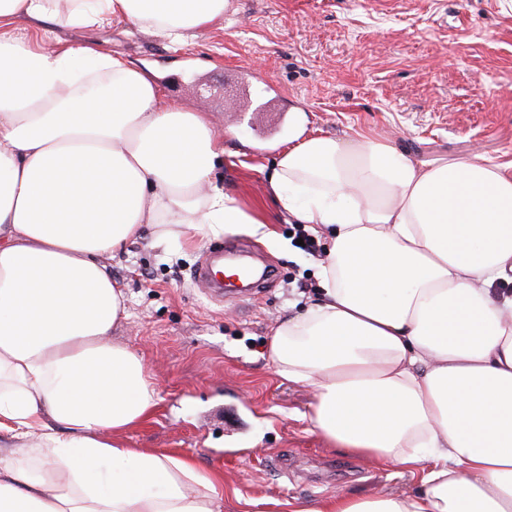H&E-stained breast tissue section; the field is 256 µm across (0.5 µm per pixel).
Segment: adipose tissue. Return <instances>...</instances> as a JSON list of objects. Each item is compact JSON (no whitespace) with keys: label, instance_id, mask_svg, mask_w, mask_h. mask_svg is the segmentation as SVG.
I'll return each mask as SVG.
<instances>
[{"label":"adipose tissue","instance_id":"1","mask_svg":"<svg viewBox=\"0 0 512 512\" xmlns=\"http://www.w3.org/2000/svg\"><path fill=\"white\" fill-rule=\"evenodd\" d=\"M225 0H0V512H221V474L126 448L158 404L143 360L110 333L123 294L99 258L266 218L217 185L211 118L162 97L152 72L59 26L121 17L170 46L224 20ZM28 21L30 36L18 28ZM269 175L289 223L327 230L318 300L274 330L277 374L313 394L333 447L408 471L410 493L279 512H512V168L418 163L380 138L294 117Z\"/></svg>","mask_w":512,"mask_h":512}]
</instances>
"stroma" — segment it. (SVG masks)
<instances>
[{"label":"stroma","instance_id":"35a3bbf8","mask_svg":"<svg viewBox=\"0 0 512 512\" xmlns=\"http://www.w3.org/2000/svg\"><path fill=\"white\" fill-rule=\"evenodd\" d=\"M57 43L151 67L165 97L207 113L225 136L217 185L263 205L276 234L255 244L278 270L270 288L219 302L193 278L209 241L165 247L146 237L119 258L101 256L126 299L112 340L142 358L159 393L125 447L193 458L250 512L339 488L415 490L410 473L332 448L310 422V389L279 378L268 358L277 323L314 296L318 264L268 202L270 148L287 143L299 110L308 130L378 135L418 162L512 163V0H228L223 26L176 52L117 18L59 30Z\"/></svg>","mask_w":512,"mask_h":512}]
</instances>
